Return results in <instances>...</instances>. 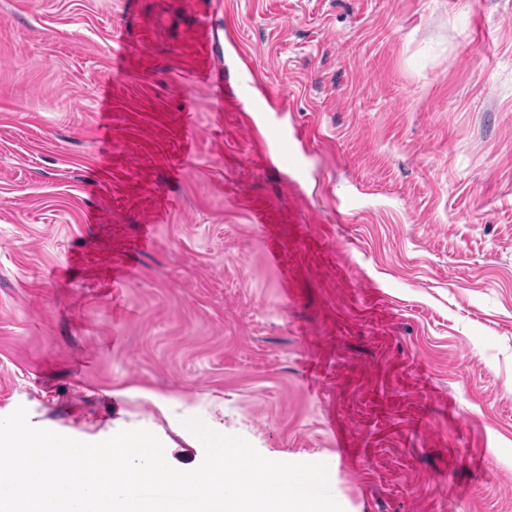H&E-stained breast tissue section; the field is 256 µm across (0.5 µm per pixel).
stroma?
<instances>
[{
  "label": "stroma",
  "mask_w": 512,
  "mask_h": 512,
  "mask_svg": "<svg viewBox=\"0 0 512 512\" xmlns=\"http://www.w3.org/2000/svg\"><path fill=\"white\" fill-rule=\"evenodd\" d=\"M245 54L299 167L203 78ZM20 406L191 469L193 414L344 512H512V0H0Z\"/></svg>",
  "instance_id": "1"
}]
</instances>
